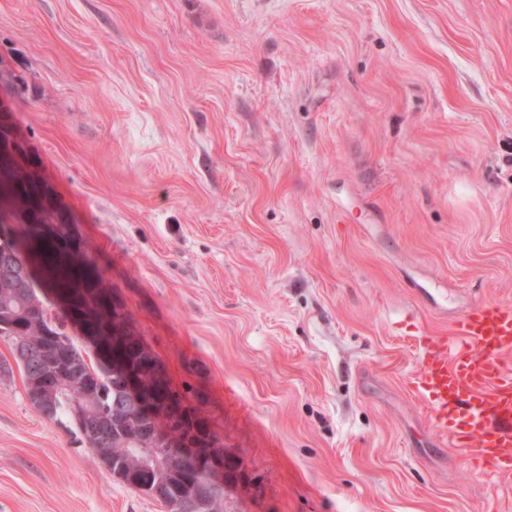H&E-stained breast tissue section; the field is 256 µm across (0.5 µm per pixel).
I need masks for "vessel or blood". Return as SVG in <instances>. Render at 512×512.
<instances>
[{"label": "vessel or blood", "instance_id": "obj_1", "mask_svg": "<svg viewBox=\"0 0 512 512\" xmlns=\"http://www.w3.org/2000/svg\"><path fill=\"white\" fill-rule=\"evenodd\" d=\"M410 383L430 426L452 436L476 471L512 480V303L485 302L430 336Z\"/></svg>", "mask_w": 512, "mask_h": 512}]
</instances>
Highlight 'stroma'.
Masks as SVG:
<instances>
[{
  "label": "stroma",
  "instance_id": "stroma-1",
  "mask_svg": "<svg viewBox=\"0 0 512 512\" xmlns=\"http://www.w3.org/2000/svg\"><path fill=\"white\" fill-rule=\"evenodd\" d=\"M0 120L240 460L227 512H512L395 329L512 302V0H0ZM0 512H166L5 336Z\"/></svg>",
  "mask_w": 512,
  "mask_h": 512
}]
</instances>
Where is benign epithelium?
Returning <instances> with one entry per match:
<instances>
[{
	"label": "benign epithelium",
	"instance_id": "7a95c632",
	"mask_svg": "<svg viewBox=\"0 0 512 512\" xmlns=\"http://www.w3.org/2000/svg\"><path fill=\"white\" fill-rule=\"evenodd\" d=\"M22 172L31 178L36 186V197L27 202L26 210L20 215L18 222L30 223V218L51 208L54 211L53 221L34 227L25 240L21 255L8 254L0 261V286L14 288L18 285H29L35 279H41L43 263L39 246L48 239H55V227L68 224L70 220L63 207L54 201V195L46 186L41 174L31 172L23 165V159L13 145L0 146V198L5 200L12 195L17 186L15 172ZM64 255L71 260L79 272L90 280L97 290L104 293L107 299L112 295L100 281L96 263L89 255L72 246ZM52 307L67 314L69 324L94 359V363L102 362L108 366L112 374L120 377L127 397V403L135 411L136 416L126 425L127 444L133 463L127 468H117L120 479L135 490H148L155 500L163 503L169 512H203L206 503L200 492L191 496H182L176 492L169 494L162 487L149 488L140 481L143 473L164 467L177 475L186 477L193 484L226 490L231 484L243 479V470L237 458L226 450L217 447L215 437L203 425L195 424L176 441L168 436H159L154 426L163 422L169 426L187 424L190 412L186 404L163 398L158 395L157 388L165 380L164 373L152 374V370L161 366L160 360L146 345L126 327L112 326V331L99 330L89 325V317L73 308L71 298L63 293L50 292L48 303L38 302L31 308L40 311ZM133 348L141 354V364L130 367L126 352ZM69 341L58 336H47L33 357L40 363L43 373L34 381L32 394L40 404V412L47 414L51 405L46 395L51 391L58 393L70 390L73 379L65 363ZM94 384L90 379L84 380L83 397L73 402V414L77 418L95 417L100 424L88 431L85 444L99 448L109 441L111 433L108 428L110 415L107 409L92 395Z\"/></svg>",
	"mask_w": 512,
	"mask_h": 512
}]
</instances>
